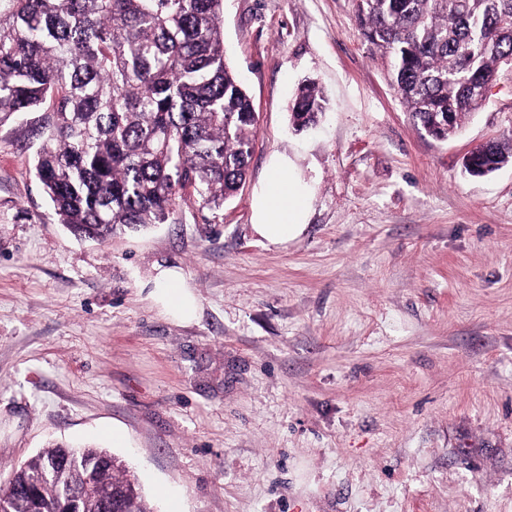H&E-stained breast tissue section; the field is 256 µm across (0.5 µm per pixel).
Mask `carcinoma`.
<instances>
[{
  "label": "carcinoma",
  "instance_id": "cac0c4a2",
  "mask_svg": "<svg viewBox=\"0 0 512 512\" xmlns=\"http://www.w3.org/2000/svg\"><path fill=\"white\" fill-rule=\"evenodd\" d=\"M364 39L386 64L414 122L446 140L482 103V82L512 62V0H353ZM223 0H0V121L53 112L32 173L75 236L106 241L161 224L182 191L221 208L246 179L256 113L224 58ZM326 99L315 82L294 96L298 131ZM512 162L489 141L465 171ZM68 481L31 492L29 475L61 453ZM153 512L137 479L104 448L52 444L0 485L4 512Z\"/></svg>",
  "mask_w": 512,
  "mask_h": 512
}]
</instances>
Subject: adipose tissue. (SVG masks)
<instances>
[{
    "mask_svg": "<svg viewBox=\"0 0 512 512\" xmlns=\"http://www.w3.org/2000/svg\"><path fill=\"white\" fill-rule=\"evenodd\" d=\"M310 193L288 157L273 159L266 178L255 191L254 231L268 244L281 245L299 236L306 227ZM153 299L170 315L193 320L197 303L182 274L166 268L157 276Z\"/></svg>",
    "mask_w": 512,
    "mask_h": 512,
    "instance_id": "adipose-tissue-1",
    "label": "adipose tissue"
}]
</instances>
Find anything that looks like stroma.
<instances>
[{
	"instance_id": "1",
	"label": "stroma",
	"mask_w": 512,
	"mask_h": 512,
	"mask_svg": "<svg viewBox=\"0 0 512 512\" xmlns=\"http://www.w3.org/2000/svg\"><path fill=\"white\" fill-rule=\"evenodd\" d=\"M257 114L245 185L80 240L30 173L46 112L0 124V475L51 442L124 459L155 512H512V67L445 141L414 124L352 0H224ZM314 79L322 122L288 105ZM310 191L266 244L271 156ZM180 268L194 321L149 296ZM512 162V142L493 140L486 142L470 153L465 161V171L474 176L489 174L502 165Z\"/></svg>"
}]
</instances>
